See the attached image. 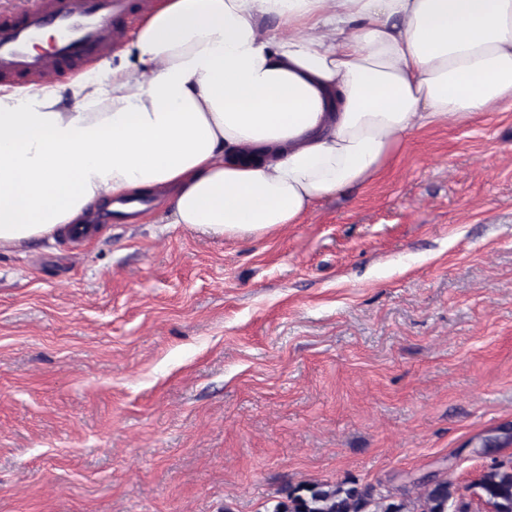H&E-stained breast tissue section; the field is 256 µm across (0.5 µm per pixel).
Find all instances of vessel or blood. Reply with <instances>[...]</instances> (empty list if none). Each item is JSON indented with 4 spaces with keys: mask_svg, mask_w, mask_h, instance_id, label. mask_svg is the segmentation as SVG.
<instances>
[{
    "mask_svg": "<svg viewBox=\"0 0 512 512\" xmlns=\"http://www.w3.org/2000/svg\"><path fill=\"white\" fill-rule=\"evenodd\" d=\"M151 0H26L0 9V81L37 83L63 75L118 49L134 12ZM59 38L48 50L33 49L46 29Z\"/></svg>",
    "mask_w": 512,
    "mask_h": 512,
    "instance_id": "1",
    "label": "vessel or blood"
}]
</instances>
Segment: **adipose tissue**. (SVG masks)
<instances>
[{"label": "adipose tissue", "instance_id": "1", "mask_svg": "<svg viewBox=\"0 0 512 512\" xmlns=\"http://www.w3.org/2000/svg\"><path fill=\"white\" fill-rule=\"evenodd\" d=\"M125 55L0 86V250L128 197L217 236L297 223L410 132L512 108V0H159Z\"/></svg>", "mask_w": 512, "mask_h": 512}]
</instances>
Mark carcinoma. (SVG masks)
<instances>
[{"mask_svg":"<svg viewBox=\"0 0 512 512\" xmlns=\"http://www.w3.org/2000/svg\"><path fill=\"white\" fill-rule=\"evenodd\" d=\"M476 488L494 512H512V459L494 461ZM270 512H468V504L456 495L454 484L448 480L422 485L411 503L370 485L344 481L290 485L286 501L275 504Z\"/></svg>","mask_w":512,"mask_h":512,"instance_id":"cac0c4a2","label":"carcinoma"}]
</instances>
